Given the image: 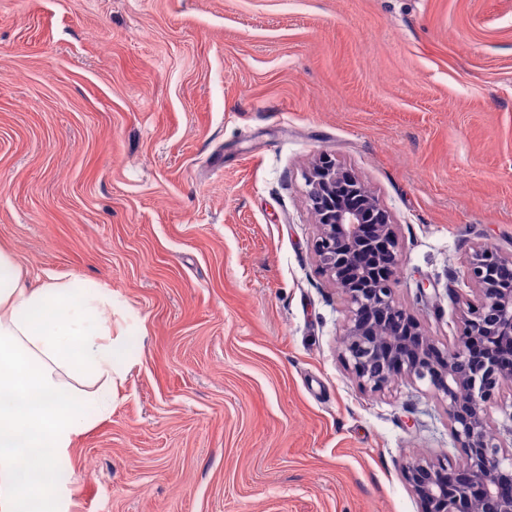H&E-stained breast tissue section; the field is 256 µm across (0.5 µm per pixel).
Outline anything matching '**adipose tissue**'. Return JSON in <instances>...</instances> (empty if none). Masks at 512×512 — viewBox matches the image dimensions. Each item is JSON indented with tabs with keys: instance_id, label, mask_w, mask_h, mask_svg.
<instances>
[{
	"instance_id": "ef3b65f1",
	"label": "adipose tissue",
	"mask_w": 512,
	"mask_h": 512,
	"mask_svg": "<svg viewBox=\"0 0 512 512\" xmlns=\"http://www.w3.org/2000/svg\"><path fill=\"white\" fill-rule=\"evenodd\" d=\"M110 290L73 276L25 280L0 249V512H67L55 478L76 436L112 408L126 362Z\"/></svg>"
}]
</instances>
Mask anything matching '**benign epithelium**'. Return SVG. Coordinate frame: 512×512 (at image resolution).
Wrapping results in <instances>:
<instances>
[{"label": "benign epithelium", "instance_id": "benign-epithelium-1", "mask_svg": "<svg viewBox=\"0 0 512 512\" xmlns=\"http://www.w3.org/2000/svg\"><path fill=\"white\" fill-rule=\"evenodd\" d=\"M317 225L313 250L322 274L347 302L342 358L374 392L406 376L446 403L462 456L447 463L415 459L404 480L419 512H512V457L491 428L490 410L512 383V252L477 247L466 259L473 295L459 301L455 341L440 349L400 306L392 277L401 262L397 227L359 179L321 156L307 176Z\"/></svg>", "mask_w": 512, "mask_h": 512}]
</instances>
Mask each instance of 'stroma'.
<instances>
[{"instance_id": "obj_1", "label": "stroma", "mask_w": 512, "mask_h": 512, "mask_svg": "<svg viewBox=\"0 0 512 512\" xmlns=\"http://www.w3.org/2000/svg\"><path fill=\"white\" fill-rule=\"evenodd\" d=\"M322 154L391 212L438 346L512 251V0H0V248L125 302L131 368L68 512H418L445 403L363 389L318 268Z\"/></svg>"}]
</instances>
